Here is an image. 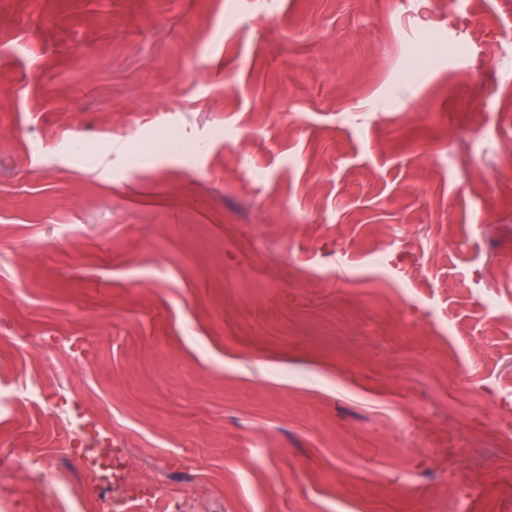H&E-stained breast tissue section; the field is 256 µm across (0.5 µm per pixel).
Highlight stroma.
<instances>
[{
    "label": "stroma",
    "mask_w": 512,
    "mask_h": 512,
    "mask_svg": "<svg viewBox=\"0 0 512 512\" xmlns=\"http://www.w3.org/2000/svg\"><path fill=\"white\" fill-rule=\"evenodd\" d=\"M401 2L0 0V384L81 337L185 512H512V13Z\"/></svg>",
    "instance_id": "1"
}]
</instances>
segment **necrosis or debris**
Masks as SVG:
<instances>
[{
    "instance_id": "necrosis-or-debris-1",
    "label": "necrosis or debris",
    "mask_w": 512,
    "mask_h": 512,
    "mask_svg": "<svg viewBox=\"0 0 512 512\" xmlns=\"http://www.w3.org/2000/svg\"><path fill=\"white\" fill-rule=\"evenodd\" d=\"M33 404L62 437L69 454L71 498L94 499L100 512H183L188 490L173 489L167 467L155 463L148 476H134L130 455L112 446V408L102 403L89 408L76 399L62 379L30 374L22 384L0 388V412ZM9 470L27 476L38 489L57 468L54 457L30 449L6 453Z\"/></svg>"
}]
</instances>
